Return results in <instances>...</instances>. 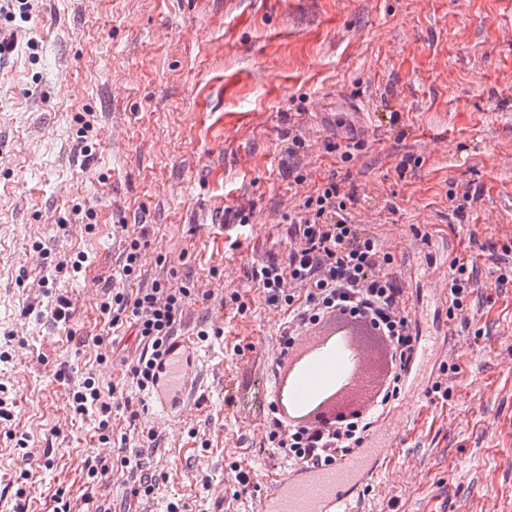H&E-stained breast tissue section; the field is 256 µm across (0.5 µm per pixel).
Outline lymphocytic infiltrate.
<instances>
[{"instance_id":"f902f5d3","label":"lymphocytic infiltrate","mask_w":512,"mask_h":512,"mask_svg":"<svg viewBox=\"0 0 512 512\" xmlns=\"http://www.w3.org/2000/svg\"><path fill=\"white\" fill-rule=\"evenodd\" d=\"M357 202L356 192H342L335 177H328L286 215L287 255L257 263L252 273L266 304L287 315L278 328V348L269 364L273 380L286 376L298 337L313 330L356 325L375 336L386 353L387 370L378 389L364 406L351 412L302 418L287 412L277 393L269 394L263 423L266 446L294 472L323 470L364 449L409 381L420 344L408 293L393 271L394 257L376 234L354 223L352 210ZM144 236L139 224L127 231L120 281L107 284L99 308L134 328L143 347L131 373L140 390L151 391L160 380L162 359L177 334L191 290L161 279L127 289V282L141 275ZM477 284L474 263L461 259L450 263L449 320H457L469 309ZM72 405L78 415L97 412L99 438L109 440L112 407L94 378H85L74 389Z\"/></svg>"}]
</instances>
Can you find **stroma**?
<instances>
[{
  "mask_svg": "<svg viewBox=\"0 0 512 512\" xmlns=\"http://www.w3.org/2000/svg\"><path fill=\"white\" fill-rule=\"evenodd\" d=\"M18 41L0 68V512H53L60 490L79 512H140L126 458L155 478L157 512H214L218 487L232 512H259L288 476L263 432L284 314L251 274L262 255H286L284 214L331 175L356 189L353 219L393 253L412 306L431 308L445 259L479 274L467 326L450 324L444 361L460 372L447 398L395 402L356 507L512 512V286L495 283L512 253V0H38ZM339 112L366 115L346 162L324 149ZM89 119L84 164L73 147ZM239 209L252 214L243 229ZM122 224L149 229L143 283L191 288L182 335L216 330L195 397L165 418L132 376L133 336L84 290L118 274ZM56 293L71 301L64 325ZM107 334L116 351L102 363L92 339ZM89 375L112 404L107 442L97 417L70 408ZM23 472L35 491L21 500Z\"/></svg>",
  "mask_w": 512,
  "mask_h": 512,
  "instance_id": "stroma-1",
  "label": "stroma"
}]
</instances>
